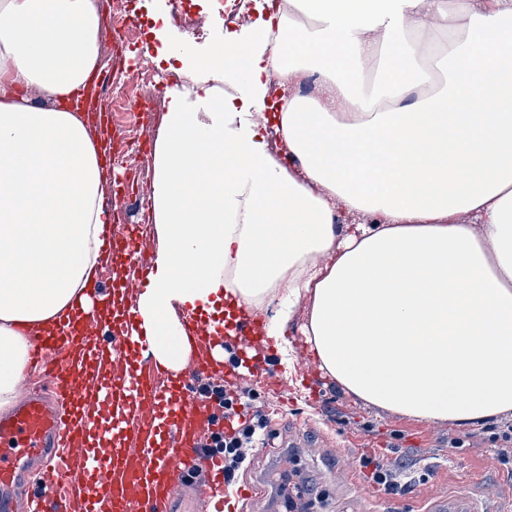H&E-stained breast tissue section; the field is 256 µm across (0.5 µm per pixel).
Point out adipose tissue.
I'll list each match as a JSON object with an SVG mask.
<instances>
[{"mask_svg": "<svg viewBox=\"0 0 512 512\" xmlns=\"http://www.w3.org/2000/svg\"><path fill=\"white\" fill-rule=\"evenodd\" d=\"M198 59L234 96L172 91L155 145L165 245L138 309L171 368L176 307L300 302L322 370L367 404L478 426L512 413V0H288ZM95 0H0V407L34 335L68 323L111 213L76 112L98 68ZM287 29L289 59L269 36ZM447 33L445 44L434 35ZM320 73L317 93L299 88ZM277 81L287 161L258 115ZM348 214L365 215L349 226Z\"/></svg>", "mask_w": 512, "mask_h": 512, "instance_id": "adipose-tissue-1", "label": "adipose tissue"}]
</instances>
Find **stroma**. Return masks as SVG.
<instances>
[{
  "mask_svg": "<svg viewBox=\"0 0 512 512\" xmlns=\"http://www.w3.org/2000/svg\"><path fill=\"white\" fill-rule=\"evenodd\" d=\"M127 9L138 26L126 32L124 40L113 42L110 29L100 34L101 70L127 77L145 69H157L167 89L151 99L145 125L131 122L116 113L112 127L118 137L139 141L140 148L121 167L111 158L102 164L121 194L112 198L115 212L126 215L128 223L139 225L147 241L141 262L153 266L156 253L164 245L154 217L126 210L124 196L134 189L152 194L155 180L154 146L168 112L169 92L193 90L186 76L156 64L164 47L154 31L166 26L175 41L190 42L199 56H207L224 42V25L214 23L210 0H182L181 17H173L172 0H127ZM307 307L299 305L285 330L287 354L259 339L243 341L228 337L215 340L216 348L262 357L283 382L280 393L266 388L265 377L249 375L235 383V390L251 391L268 416L263 446L255 448L240 469L236 485H251L253 497L247 512H285L278 478L297 471L312 488L311 504L304 512H419L433 493L467 495L481 499L489 512H501L512 501V469L501 465L489 441L501 422L479 428H460L405 417L366 405L331 380L309 349L304 334ZM460 438V447L448 445L449 438ZM384 453L396 451L413 473L414 480L394 491L389 498H368L358 490L365 483L366 471L357 468L353 479L337 472L340 456L360 459L365 449Z\"/></svg>",
  "mask_w": 512,
  "mask_h": 512,
  "instance_id": "obj_1",
  "label": "stroma"
}]
</instances>
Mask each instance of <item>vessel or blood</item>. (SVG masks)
<instances>
[{"label": "vessel or blood", "mask_w": 512, "mask_h": 512, "mask_svg": "<svg viewBox=\"0 0 512 512\" xmlns=\"http://www.w3.org/2000/svg\"><path fill=\"white\" fill-rule=\"evenodd\" d=\"M100 241L113 264L138 263L135 229L104 225ZM88 294L91 305L73 302L69 326L33 341L37 357L55 355L52 388L24 382L20 401L0 415V512H173L184 469L197 459L202 480L193 491L203 512H244L250 490L227 498L222 457L202 451L199 432L211 412L195 384L212 371L211 361L202 355L193 370H170L150 358L155 339L135 307L117 309L99 285ZM223 312L189 308V341L222 335ZM101 331L109 336L114 375L91 387L79 356ZM29 478L42 485L41 497L14 500L12 489ZM425 512L483 509L467 496L434 495Z\"/></svg>", "instance_id": "1"}]
</instances>
